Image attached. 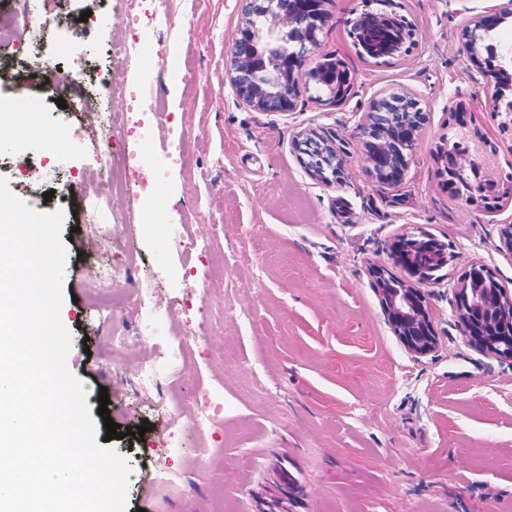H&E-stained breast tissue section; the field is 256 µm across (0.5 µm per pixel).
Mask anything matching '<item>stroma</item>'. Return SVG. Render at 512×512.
Wrapping results in <instances>:
<instances>
[{
	"instance_id": "stroma-1",
	"label": "stroma",
	"mask_w": 512,
	"mask_h": 512,
	"mask_svg": "<svg viewBox=\"0 0 512 512\" xmlns=\"http://www.w3.org/2000/svg\"><path fill=\"white\" fill-rule=\"evenodd\" d=\"M395 2L415 31L408 55L364 59L349 35L362 0H328L305 66L342 60L350 95L336 104L303 88L290 111L259 112L228 77L241 0H16L28 19L0 104L34 103L42 137L38 148L1 151L0 175L29 207L64 214L67 366L91 411L104 390L115 423L147 428L109 442L131 468L125 512H512V361L475 346L456 306L474 264L512 293L501 234L512 203L490 213L452 196L436 159L456 137L448 102L461 100L470 105L462 149L487 141L493 178L512 175V135L500 133L485 98L493 79L460 44L461 28L496 0ZM133 12L164 23L133 32ZM60 70L84 79L53 81ZM134 84L149 114L142 124L128 108ZM392 88L421 99L428 119L404 181L383 188L367 171L358 124ZM61 99L87 100L111 126L121 184L101 172L99 127ZM312 130L343 139V182L324 184L300 162L296 141ZM177 143L182 165L154 184ZM136 149L141 162L126 165ZM68 183L76 193L66 204L44 199ZM85 192L104 203L111 242L80 227ZM424 233L454 258L422 287L438 345L420 356L395 334L370 268L404 277L390 247ZM180 236L200 251L183 249ZM116 265L131 268L130 283L111 281ZM104 293L126 296L108 326L90 307ZM166 320L171 335L143 338L147 324ZM116 331L127 338L119 351ZM179 342L184 377L164 372L132 389L137 364ZM204 391L224 413L201 433L190 420ZM161 457L173 484L155 479Z\"/></svg>"
}]
</instances>
